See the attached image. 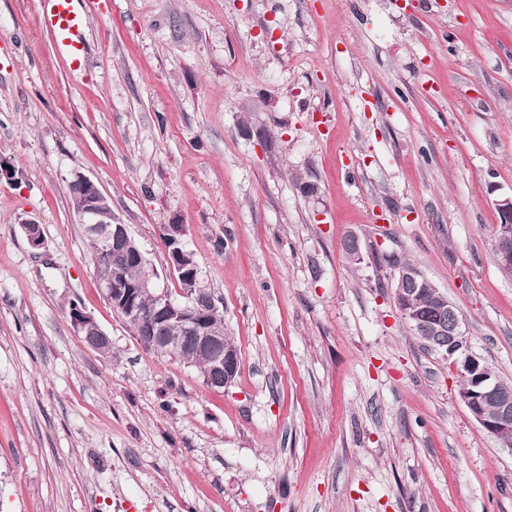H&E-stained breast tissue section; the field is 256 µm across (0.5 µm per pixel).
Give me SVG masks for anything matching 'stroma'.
Listing matches in <instances>:
<instances>
[{
	"instance_id": "obj_1",
	"label": "stroma",
	"mask_w": 512,
	"mask_h": 512,
	"mask_svg": "<svg viewBox=\"0 0 512 512\" xmlns=\"http://www.w3.org/2000/svg\"><path fill=\"white\" fill-rule=\"evenodd\" d=\"M37 10L0 0V512H512V453L384 262L417 264L512 382V0H97L78 72ZM78 174L173 292L164 227L185 226L231 385L105 299ZM503 217L502 225L498 228L499 236L496 242L498 261L504 270L512 271V197L497 203ZM70 321L90 347L102 355L106 353L111 341L92 316L75 306L70 311Z\"/></svg>"
}]
</instances>
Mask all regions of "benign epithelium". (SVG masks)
Here are the masks:
<instances>
[{"mask_svg":"<svg viewBox=\"0 0 512 512\" xmlns=\"http://www.w3.org/2000/svg\"><path fill=\"white\" fill-rule=\"evenodd\" d=\"M70 190L78 223L98 243L94 273L100 288L112 308L138 326L140 345L151 351L182 354L185 343L161 335L163 327L175 322L194 346L196 368L203 382L214 389L231 384L240 368L239 355L224 345V332L219 327L224 308L203 284L193 254L183 244L184 225H168L164 239L168 265L181 284L175 297L158 286L157 273L148 266L127 225L112 212L106 193L81 174L74 176ZM497 206L503 217L496 242L498 261L503 269L512 271V197L499 201ZM131 267L143 270L135 280L126 277ZM392 279L403 319L434 354L450 362L462 379L458 396L471 417L512 453V387L502 386L482 359L472 353L456 305L419 268H394ZM418 291L432 294L435 304L448 311V317H429L414 307L412 298ZM144 297L153 300L148 312L140 304ZM70 321L90 347L102 355L106 353L111 341L92 316L75 306Z\"/></svg>","mask_w":512,"mask_h":512,"instance_id":"obj_1","label":"benign epithelium"}]
</instances>
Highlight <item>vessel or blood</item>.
<instances>
[{"label": "vessel or blood", "instance_id": "vessel-or-blood-1", "mask_svg": "<svg viewBox=\"0 0 512 512\" xmlns=\"http://www.w3.org/2000/svg\"><path fill=\"white\" fill-rule=\"evenodd\" d=\"M94 0H40V20L50 32L70 70L83 69L88 42L84 14Z\"/></svg>", "mask_w": 512, "mask_h": 512}]
</instances>
